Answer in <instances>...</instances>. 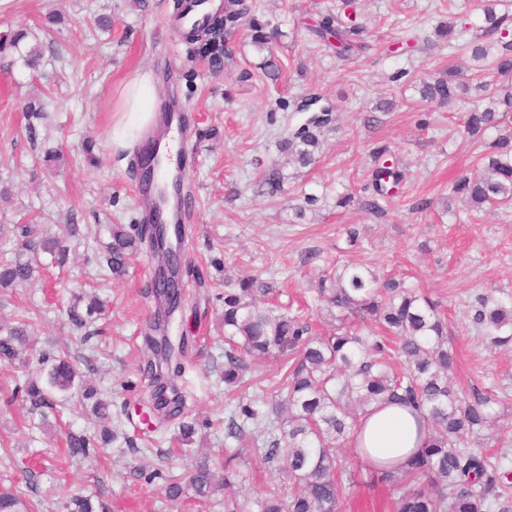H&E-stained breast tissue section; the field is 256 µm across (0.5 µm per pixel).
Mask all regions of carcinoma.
I'll return each mask as SVG.
<instances>
[{
  "mask_svg": "<svg viewBox=\"0 0 512 512\" xmlns=\"http://www.w3.org/2000/svg\"><path fill=\"white\" fill-rule=\"evenodd\" d=\"M499 0H480V34L466 50L474 62L470 74L448 69L421 82L419 93L426 102L460 104L468 137L484 143L487 159L483 173L460 176L452 193L472 212H486L512 205V130L501 127L503 114L512 112V20L497 10ZM342 2L336 14L316 25V36L339 55L359 52L363 44L356 17ZM248 5L243 0H224V15L211 16L202 37L192 38L199 55L218 65L232 55L225 40L233 39ZM9 52L25 69L36 71L44 60L43 44L28 39L26 29L0 36V52ZM318 96L306 98L296 111L307 113L285 142L288 160L307 167L316 160L322 137L335 120L333 109L313 106ZM374 167L366 190L358 200L345 194L337 204L355 202L371 213L395 194L404 179L400 162L388 159L390 150L377 145L371 151ZM186 226L162 229L155 224L135 225V234L125 225L112 226V244L105 256L109 271L123 274L128 251L146 249L156 265L180 273L173 262L174 250L162 248L164 234L183 238ZM22 249L32 253L24 260L18 252L0 259V288L30 279L38 252L54 257L65 254L63 240L39 235L38 225L20 228ZM274 287L250 276L224 285V386L248 390L257 382L251 362L275 358L278 374L260 392L239 396L224 420V439L243 440L249 427L260 419L279 424L258 449L263 463L279 471L292 484L286 494L279 487L266 490L254 502L257 512H342L347 483L352 481L350 462L337 454L341 439L356 443L357 427L367 408L378 402L395 401L420 414L427 426L426 446L419 449L402 471L370 469L379 483L401 489L393 502L394 512H512V455L506 451L482 450L481 432L494 419L497 400L478 392L468 393L449 379L457 365L448 346V321L426 296L395 279H381L366 265H346L322 279L317 287L327 311L336 310V333L315 336L309 324L288 314V305L268 299ZM145 298L155 305L154 319L142 336L145 353L138 369L148 381L149 410L161 420L179 419L178 430L185 444L193 443L197 420L188 415L186 395L176 384L186 370L192 337L172 333L171 325L183 308L184 289H164L150 280ZM101 312L97 300L86 311L68 313L74 330L83 331ZM472 323L493 345L512 341V299L483 297L473 307ZM36 323L20 316L15 323L0 322V363H11L32 347ZM77 385L83 398L93 400L92 410L103 421L112 419V401L96 398L64 353L43 361L39 373L25 379L22 391L30 411L47 421L66 404V395ZM118 438V430L99 435L68 432L66 442L72 457L84 456ZM238 453L205 454L180 482L167 485L168 500L177 502L187 491L209 500L224 492V512H248L236 496L243 473ZM38 505L24 502L10 488L0 491V512H36Z\"/></svg>",
  "mask_w": 512,
  "mask_h": 512,
  "instance_id": "1",
  "label": "carcinoma"
}]
</instances>
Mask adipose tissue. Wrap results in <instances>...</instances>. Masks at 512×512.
Wrapping results in <instances>:
<instances>
[{"instance_id":"adipose-tissue-1","label":"adipose tissue","mask_w":512,"mask_h":512,"mask_svg":"<svg viewBox=\"0 0 512 512\" xmlns=\"http://www.w3.org/2000/svg\"><path fill=\"white\" fill-rule=\"evenodd\" d=\"M425 439L417 414L386 402L371 406L361 418L357 446L367 465L397 469L423 446Z\"/></svg>"}]
</instances>
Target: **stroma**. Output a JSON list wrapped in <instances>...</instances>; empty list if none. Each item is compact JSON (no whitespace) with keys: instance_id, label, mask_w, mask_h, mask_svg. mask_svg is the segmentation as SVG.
Wrapping results in <instances>:
<instances>
[{"instance_id":"35a3bbf8","label":"stroma","mask_w":512,"mask_h":512,"mask_svg":"<svg viewBox=\"0 0 512 512\" xmlns=\"http://www.w3.org/2000/svg\"><path fill=\"white\" fill-rule=\"evenodd\" d=\"M341 0H248L250 11L220 67L194 55L175 25L181 0H0V35L25 28L45 42V68L32 74L0 57V257L19 249L17 225L34 222L64 237L63 261L40 257L31 282L0 290V320L39 313L37 343L12 364H0V487L14 488L41 512H68L76 494L98 498L105 512H224V499L203 503L186 495L165 497L171 481L185 477L198 458L224 448L221 419L235 399L218 375L224 367V281L261 275L274 282L281 301L316 333L335 322L316 300L315 285L333 270L362 263L405 281L440 303L457 353L455 382L492 395L497 418L483 438L490 449L512 442V342L492 346L472 324L478 297H512V205L469 212L451 197L453 180L481 171L482 148L469 139L460 114L448 105L421 101L420 80L432 79L465 56L440 44L399 55L409 38H431L456 17L477 34L478 0H356L367 53L338 57L312 30ZM57 14L61 23L48 25ZM112 18L100 30L97 15ZM273 36L270 50L252 42L253 25ZM274 58L277 77L264 69ZM151 74L159 103H179L192 132L184 156V189L194 197L185 223L183 276L187 301L173 330L196 343L178 381L192 416L208 421L205 445L182 446L176 421L151 426L143 419L147 388L137 364L143 331L154 305L142 290L154 262L138 252L124 275L107 269L102 254L111 229L129 223L148 206L133 169L134 149L147 130L121 109L127 84ZM318 95L339 114L314 165L288 163L281 150L305 118L297 103ZM393 101L377 113L380 100ZM43 104L48 119L29 128L24 107ZM387 145L406 178L385 214L338 206L341 193H360L373 164L371 150ZM280 189L268 194L271 169ZM427 209H416L420 200ZM304 218H297V211ZM79 225L76 236L66 227ZM206 290H198L197 279ZM93 292L106 313L80 338L67 311L76 296ZM68 353L78 370L94 364L93 383L115 404H126L125 439L83 458H70L67 431L94 432L93 415L66 405L52 432L31 422L28 405L6 396L38 368L42 357ZM247 472L240 497L254 502L281 475L265 469L250 446L240 449ZM38 472L37 482L27 480ZM396 492L354 468L345 512H392Z\"/></svg>"}]
</instances>
